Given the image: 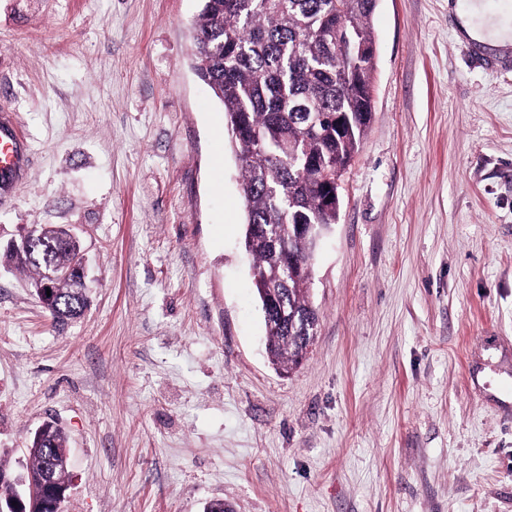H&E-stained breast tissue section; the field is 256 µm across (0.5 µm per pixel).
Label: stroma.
Listing matches in <instances>:
<instances>
[{"label": "stroma", "instance_id": "stroma-1", "mask_svg": "<svg viewBox=\"0 0 512 512\" xmlns=\"http://www.w3.org/2000/svg\"><path fill=\"white\" fill-rule=\"evenodd\" d=\"M200 0H0V463L68 435L60 512H512V66L448 0H379L372 119L282 372L243 247L240 163L196 76ZM86 248L57 321L7 244ZM21 151L22 144L16 136L10 115L2 113L0 116V176L9 177L17 173Z\"/></svg>", "mask_w": 512, "mask_h": 512}]
</instances>
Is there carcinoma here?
<instances>
[{
    "instance_id": "obj_1",
    "label": "carcinoma",
    "mask_w": 512,
    "mask_h": 512,
    "mask_svg": "<svg viewBox=\"0 0 512 512\" xmlns=\"http://www.w3.org/2000/svg\"><path fill=\"white\" fill-rule=\"evenodd\" d=\"M192 26L196 70L223 107L241 163L244 247L252 257L257 293L272 288L296 319H318L309 301L307 260L315 252L314 224L339 219L336 172L346 169L367 134L374 92L375 49L370 19L378 0H202ZM354 34L366 53L336 48V36ZM350 126L337 131L339 119ZM49 260L62 269L77 262L68 228L43 225ZM59 320L80 317L87 294L64 279L54 285ZM272 361L299 363L309 339L283 317L268 331ZM53 425L31 440L27 469L39 474L67 448Z\"/></svg>"
}]
</instances>
